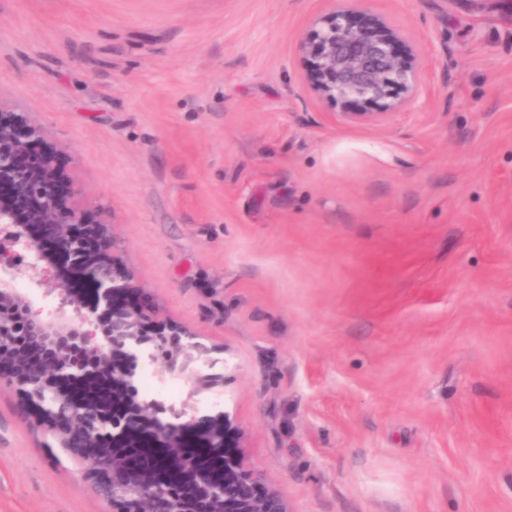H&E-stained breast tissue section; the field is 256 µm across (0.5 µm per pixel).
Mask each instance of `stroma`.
Wrapping results in <instances>:
<instances>
[{
  "label": "stroma",
  "instance_id": "obj_1",
  "mask_svg": "<svg viewBox=\"0 0 512 512\" xmlns=\"http://www.w3.org/2000/svg\"><path fill=\"white\" fill-rule=\"evenodd\" d=\"M373 5L431 82L382 128L303 81L330 0H0V101L228 360L291 512H512V19ZM0 512H112L7 387Z\"/></svg>",
  "mask_w": 512,
  "mask_h": 512
}]
</instances>
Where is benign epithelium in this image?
Instances as JSON below:
<instances>
[{
  "label": "benign epithelium",
  "mask_w": 512,
  "mask_h": 512,
  "mask_svg": "<svg viewBox=\"0 0 512 512\" xmlns=\"http://www.w3.org/2000/svg\"><path fill=\"white\" fill-rule=\"evenodd\" d=\"M308 90L332 103L336 123L380 127L428 91L418 42L370 0H334L297 46ZM80 189L60 172L42 131L0 102V386L22 398L61 447L82 463L114 512H288L277 488L252 466L245 434L226 412L200 413L220 391L215 348L144 304L136 275L114 255L107 225L77 215ZM19 278L45 288L55 306L32 308ZM73 281L92 285L89 307ZM164 356L157 381L188 384L186 398L136 396L134 368ZM161 448L144 464L140 443ZM221 457L223 476L195 466L187 448Z\"/></svg>",
  "instance_id": "benign-epithelium-1"
}]
</instances>
